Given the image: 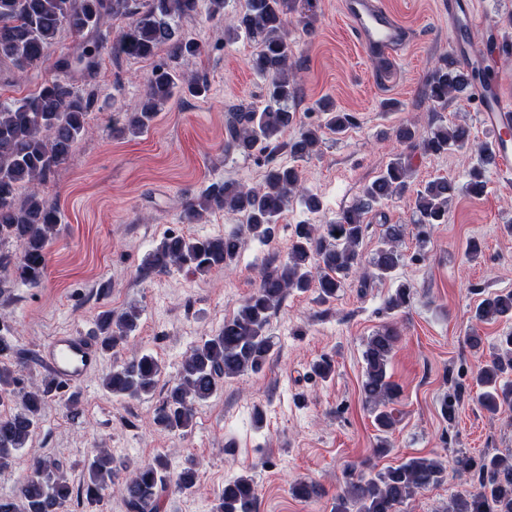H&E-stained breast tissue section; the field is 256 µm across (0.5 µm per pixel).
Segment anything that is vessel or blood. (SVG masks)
I'll return each mask as SVG.
<instances>
[{
    "instance_id": "vessel-or-blood-1",
    "label": "vessel or blood",
    "mask_w": 512,
    "mask_h": 512,
    "mask_svg": "<svg viewBox=\"0 0 512 512\" xmlns=\"http://www.w3.org/2000/svg\"><path fill=\"white\" fill-rule=\"evenodd\" d=\"M451 27L449 46L464 62H476L462 36L463 24L471 23L474 0H447ZM343 13L360 45L371 61L386 65L397 58L407 41V32L380 0H343ZM476 109L481 123L494 137L498 154V174L512 180V97L506 95L501 77L479 86ZM40 358L56 384L84 383L98 367L101 353L96 340L81 333H59L42 348Z\"/></svg>"
}]
</instances>
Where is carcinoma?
<instances>
[{
    "mask_svg": "<svg viewBox=\"0 0 512 512\" xmlns=\"http://www.w3.org/2000/svg\"><path fill=\"white\" fill-rule=\"evenodd\" d=\"M199 6L200 0H0V62H10L22 80L30 68L46 60L60 33L67 30L81 43L75 54L58 59L57 68L93 71L98 66L99 46L88 36L104 20L117 18L126 20V29L112 41L115 57L149 59L164 45L176 57L196 56L202 53L201 44L178 37L176 30L181 20L198 15ZM293 21L304 33H314L313 0H243L238 12L224 21L225 41L243 37L256 45L250 64L267 81L268 97L261 109L239 107L227 113L224 154H264L266 170L256 187L232 181L211 183L199 196L184 203L180 222L197 224L206 214L224 210L244 218L243 232L224 236L169 234L143 259L138 269L141 277L164 274L173 268L194 275L221 271L236 261L242 234L262 241L274 237L278 221L293 198H301L312 213L321 210L319 198L306 193L296 162L319 152L323 130L343 133L352 125L353 117L336 110L334 103L324 98L317 107L326 115V122L298 124L300 77L288 31ZM491 76L488 68L467 65L452 55L443 56L429 75L425 95L432 105L443 106L460 95H472L474 85ZM182 85L196 97L208 93L205 82L182 79L164 63L155 65L142 99L129 107L124 123L112 128V134H141ZM92 105V94L60 77L44 81L20 98L0 100V244L10 241L21 247L17 256L0 253V296L10 282L37 285L45 276L47 246L58 233L61 218L57 206L42 194V186L63 168L79 139L88 132ZM297 124V135L282 140ZM392 137L409 152L395 154L384 171L363 187L357 202L335 220L294 225L288 257L261 272L256 289L237 312L185 356L177 381L155 412L156 427L168 432L188 431L196 404L217 395L225 380L257 373L269 363L274 347L270 319L288 294L313 289L326 303L337 297L352 276L358 274L364 282L370 277L392 276L405 258L399 249L406 231L403 224L385 225L368 269L361 270L366 216L375 205L413 192L414 226L417 237L423 239L435 225L448 221L449 208L460 189L474 197L484 193V172L497 164L494 142L489 139L478 146L477 164L468 172L465 184L438 177L414 190L411 152L442 155L466 149L470 146V131L461 125H439L422 136L415 125L403 124L393 129ZM284 148L293 164L272 163L274 153ZM411 298V286L400 282L387 298L386 309H402ZM472 320L477 324L512 320V291L486 294ZM138 321L139 312L134 308L118 314L102 313L95 333L101 352L110 353L125 342ZM399 340L398 329L388 325L367 338L363 352L362 394L382 433L372 449L377 457L390 451L388 435L398 423L392 405L398 401L401 389L388 375V365ZM22 365L16 345L0 333V405H17L14 411L0 413V469L8 467L14 451L26 447L53 391L47 379L40 385L26 384L20 374ZM161 372L153 354L141 353L113 369L105 378V387L116 396L148 395L155 390ZM475 380L481 387L478 404L486 413L495 416L504 407H512V331L500 337L498 346L478 366ZM455 463L464 471L475 472L478 489L454 496L447 512H512L511 457L475 458L462 452ZM446 470L444 462L436 457L416 456L368 477L350 474L336 494L331 512H399L406 500L439 483ZM196 481L192 460L172 473L160 458L117 465L101 449L86 466L82 489L86 501L93 504L100 501L102 491L116 486L127 512H159L169 485L186 493L195 488ZM291 493L311 500L321 497L323 488L313 481H300L291 487ZM72 494L63 464L41 458L33 474L22 482L18 497L0 498V512H58ZM257 501L255 480L240 476L224 484L215 512H255Z\"/></svg>",
    "mask_w": 512,
    "mask_h": 512,
    "instance_id": "1",
    "label": "carcinoma"
}]
</instances>
